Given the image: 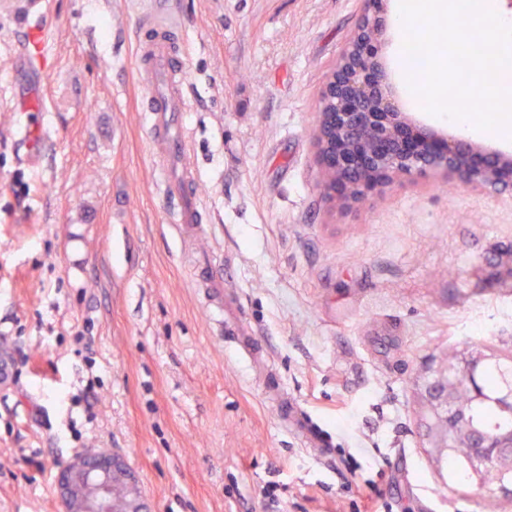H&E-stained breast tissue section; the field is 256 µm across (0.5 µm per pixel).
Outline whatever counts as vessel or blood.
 <instances>
[{"mask_svg":"<svg viewBox=\"0 0 512 512\" xmlns=\"http://www.w3.org/2000/svg\"><path fill=\"white\" fill-rule=\"evenodd\" d=\"M178 31L177 18L169 8L152 6L140 17L139 58L146 73L141 89L156 149L159 188L171 222L183 225L201 223L202 209L194 168L189 162V134L184 126L190 103L185 90L183 47L175 40ZM207 287L216 296L207 309L212 323L223 328L225 344L245 357L258 352L260 346L242 323L236 298L225 289L223 278L210 276ZM279 423L296 435L311 454L331 456V442L324 430L298 411H290Z\"/></svg>","mask_w":512,"mask_h":512,"instance_id":"obj_1","label":"vessel or blood"}]
</instances>
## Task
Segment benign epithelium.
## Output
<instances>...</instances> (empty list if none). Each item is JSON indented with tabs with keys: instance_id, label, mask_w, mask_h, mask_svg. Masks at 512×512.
<instances>
[{
	"instance_id": "obj_1",
	"label": "benign epithelium",
	"mask_w": 512,
	"mask_h": 512,
	"mask_svg": "<svg viewBox=\"0 0 512 512\" xmlns=\"http://www.w3.org/2000/svg\"><path fill=\"white\" fill-rule=\"evenodd\" d=\"M384 29L382 0H365L360 21L328 75L314 134L324 188L357 202L401 174H433L468 191L511 189V154L485 149L465 137L447 138L400 110L378 55ZM486 359L472 352L460 362L448 360L429 367L427 373L433 378L423 394L424 427L435 458L455 451L448 438V417L453 415L455 435L469 444L468 466L479 482L488 468L512 474V432L491 438L475 431L456 400L459 374L476 372ZM118 483L135 494L131 472L116 453L101 448L93 461L86 454L74 455L58 471L63 512H130L131 502L112 496Z\"/></svg>"
}]
</instances>
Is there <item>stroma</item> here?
Instances as JSON below:
<instances>
[{
	"instance_id": "35a3bbf8",
	"label": "stroma",
	"mask_w": 512,
	"mask_h": 512,
	"mask_svg": "<svg viewBox=\"0 0 512 512\" xmlns=\"http://www.w3.org/2000/svg\"><path fill=\"white\" fill-rule=\"evenodd\" d=\"M178 2L199 239L156 191L147 0H0V512H61L58 467L91 448L125 459L141 512H362L372 479L394 512H498L500 489L434 462L416 382L512 350V190L401 175L325 195L316 112L363 0ZM201 250L265 358L225 347ZM271 377L331 457L280 428Z\"/></svg>"
}]
</instances>
